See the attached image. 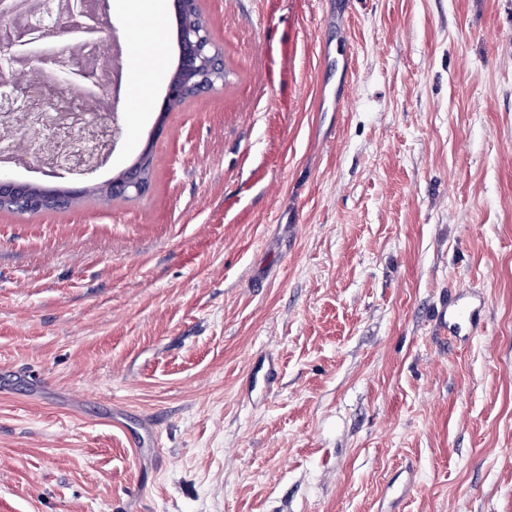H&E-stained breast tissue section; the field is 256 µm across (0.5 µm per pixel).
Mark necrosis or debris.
<instances>
[{
  "label": "necrosis or debris",
  "instance_id": "obj_1",
  "mask_svg": "<svg viewBox=\"0 0 512 512\" xmlns=\"http://www.w3.org/2000/svg\"><path fill=\"white\" fill-rule=\"evenodd\" d=\"M88 84L78 93L63 96L69 120L59 113L42 111L50 97L52 78L23 79L26 67L0 61V72L7 81L0 84V159L18 157L24 170H57L69 178L80 177L86 160L104 154L112 143V129L103 116L110 110V99L103 86L113 78L111 70L100 67L96 51H89Z\"/></svg>",
  "mask_w": 512,
  "mask_h": 512
}]
</instances>
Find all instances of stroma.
Returning a JSON list of instances; mask_svg holds the SVG:
<instances>
[{
	"label": "stroma",
	"instance_id": "1",
	"mask_svg": "<svg viewBox=\"0 0 512 512\" xmlns=\"http://www.w3.org/2000/svg\"><path fill=\"white\" fill-rule=\"evenodd\" d=\"M132 2L80 184L148 190L0 211V512H512V0H198L226 77L156 138ZM145 187L137 164H132L105 184L106 190H111L113 197H129L133 194H140ZM92 192L99 198L112 199L110 194L104 192L103 186L95 187ZM481 300H475L471 296L459 293L453 300L445 304L438 314L437 321L444 330H448L450 336H460L463 329L477 326L478 307Z\"/></svg>",
	"mask_w": 512,
	"mask_h": 512
}]
</instances>
